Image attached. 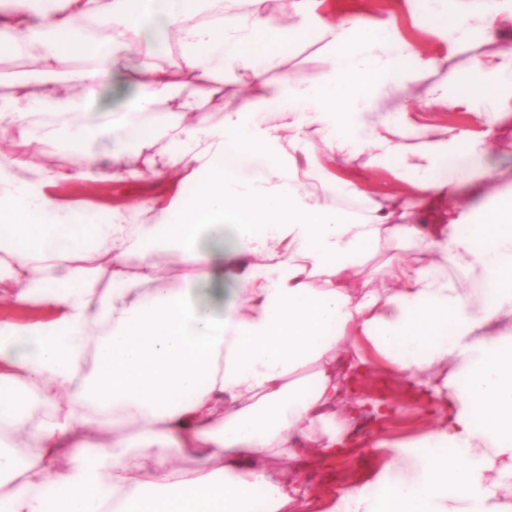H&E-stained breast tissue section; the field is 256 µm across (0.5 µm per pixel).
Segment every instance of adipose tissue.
Wrapping results in <instances>:
<instances>
[{"instance_id": "adipose-tissue-1", "label": "adipose tissue", "mask_w": 512, "mask_h": 512, "mask_svg": "<svg viewBox=\"0 0 512 512\" xmlns=\"http://www.w3.org/2000/svg\"><path fill=\"white\" fill-rule=\"evenodd\" d=\"M449 28L480 16L487 40L512 0H433ZM149 13L114 0L121 27L99 37L87 22L100 0H17L0 9V49L22 47L45 77L15 82L0 98V128L27 129L29 117H64L63 132L82 155L73 167L17 180L20 156L0 163V253L11 255L15 300L39 291L60 316L42 323L0 321V512H297L306 459L331 453L342 434L348 370L363 352L416 377L452 360L455 373L434 389L454 406L447 424L397 455L376 490L350 489L331 512H512V336L479 335L512 313V197L470 223L415 221L424 200L455 196L475 147L439 150L406 144L402 115L374 104L406 47L383 28L351 32L326 24L333 69L305 84L274 88L267 71L306 26L282 27L266 0L241 19L201 18L203 0H150ZM174 32L177 69L157 63L145 32ZM139 37L135 55L126 52ZM83 67L69 69L75 57ZM486 81L472 98L491 100L512 83V53L478 60ZM233 71L242 91L224 90ZM126 79L134 96L114 113L120 137L103 167L85 152L88 101ZM192 84L194 92L180 89ZM222 125L208 121L212 110ZM286 110L279 125L253 115ZM328 151L320 160L311 146ZM168 151H157L159 142ZM397 157L414 175L415 199L383 202L336 170L357 144ZM152 157V179L191 178L190 195L115 209L106 223L76 222L44 192L71 179L141 177L128 146ZM330 191L364 201L354 215L301 189L298 170ZM149 214L145 224L135 216ZM384 238L416 240L428 264L396 259L378 267V288L357 268ZM96 248L101 262L82 260ZM177 253L187 273L176 288L157 273L159 254ZM137 273H130V265ZM458 265L477 279L465 293L446 274ZM108 288H99L100 280ZM52 414L37 419L33 406ZM138 426L137 438L126 430ZM95 426L110 441L84 463L76 446ZM21 432L35 454L20 463L7 435ZM194 458L193 476L176 459ZM61 488L47 502L45 481Z\"/></svg>"}]
</instances>
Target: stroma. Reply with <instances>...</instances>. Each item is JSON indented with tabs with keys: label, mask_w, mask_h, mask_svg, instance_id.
Here are the masks:
<instances>
[{
	"label": "stroma",
	"mask_w": 512,
	"mask_h": 512,
	"mask_svg": "<svg viewBox=\"0 0 512 512\" xmlns=\"http://www.w3.org/2000/svg\"><path fill=\"white\" fill-rule=\"evenodd\" d=\"M290 24L303 21H357L361 25L383 27L399 42L408 44L423 64L418 78H411L409 66H402L398 90L380 97L383 112H400L413 127L407 142L418 145L423 133L445 130L471 141L490 133L491 145L473 158L471 182L459 188L451 211L460 219L475 218L491 205L494 196L512 195V89L494 101L477 100L470 107L456 106L460 92L449 84L448 75L466 76L475 59L500 52H512V36L486 40L480 31L463 37L449 32L448 22L439 16H424L417 0H309L306 10L289 5ZM321 32H314L295 43L287 57L267 73L269 81L284 79L306 82L330 70L334 64ZM34 136L23 143L19 129H0V147L21 149L26 166L15 168L19 179L31 170H55L75 163L65 152L52 126L32 124ZM346 178L364 184L375 192L414 193V177L396 160H379L372 147L355 153L344 165ZM154 181L112 180L96 182L77 179L46 187V194L58 204L70 207L76 216L94 215L107 219L111 209L128 206L157 193ZM454 370L453 363L430 367L426 384L402 378L385 361L370 368L367 393L386 396L391 410L378 418L352 421L341 412L338 422L356 426L360 446L342 450L325 458L317 468V477L302 499L300 512H330L341 495L352 487L371 486L399 450L436 425L446 414L442 401L434 396L428 381L443 380Z\"/></svg>",
	"instance_id": "35a3bbf8"
}]
</instances>
